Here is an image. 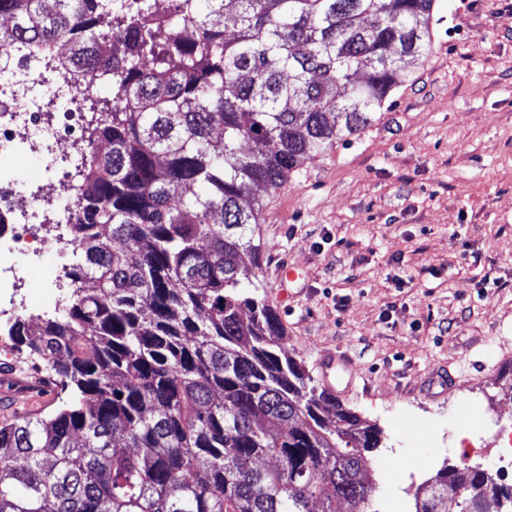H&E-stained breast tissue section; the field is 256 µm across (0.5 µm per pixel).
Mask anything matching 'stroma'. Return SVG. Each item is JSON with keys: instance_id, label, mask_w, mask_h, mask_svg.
Here are the masks:
<instances>
[{"instance_id": "35a3bbf8", "label": "stroma", "mask_w": 512, "mask_h": 512, "mask_svg": "<svg viewBox=\"0 0 512 512\" xmlns=\"http://www.w3.org/2000/svg\"><path fill=\"white\" fill-rule=\"evenodd\" d=\"M429 29L431 56L371 123L256 190L260 265L239 275L311 387L322 353L345 358L340 399L381 431L371 497L336 512H411V480L471 438V467L512 488L495 460L512 431V0H435ZM54 390L26 352H0V423L52 413Z\"/></svg>"}]
</instances>
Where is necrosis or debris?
<instances>
[{
	"label": "necrosis or debris",
	"instance_id": "obj_1",
	"mask_svg": "<svg viewBox=\"0 0 512 512\" xmlns=\"http://www.w3.org/2000/svg\"><path fill=\"white\" fill-rule=\"evenodd\" d=\"M89 91L65 72L62 53L14 40L0 47V301H11L22 272L37 295L56 275L58 253L68 243L78 210L75 178L87 142L83 106ZM33 160L37 178L25 180L18 162Z\"/></svg>",
	"mask_w": 512,
	"mask_h": 512
}]
</instances>
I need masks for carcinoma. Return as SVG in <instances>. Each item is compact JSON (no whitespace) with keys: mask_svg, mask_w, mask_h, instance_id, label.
Wrapping results in <instances>:
<instances>
[{"mask_svg":"<svg viewBox=\"0 0 512 512\" xmlns=\"http://www.w3.org/2000/svg\"><path fill=\"white\" fill-rule=\"evenodd\" d=\"M434 0H0L105 95L77 185L62 310L15 319L60 387L0 425V512H336L366 501L380 430L307 387L259 265L253 188L369 124L431 52ZM244 142L259 146L244 152ZM270 457L271 467L257 462ZM446 469L415 512H482ZM462 490L448 510V486Z\"/></svg>","mask_w":512,"mask_h":512,"instance_id":"carcinoma-1","label":"carcinoma"}]
</instances>
